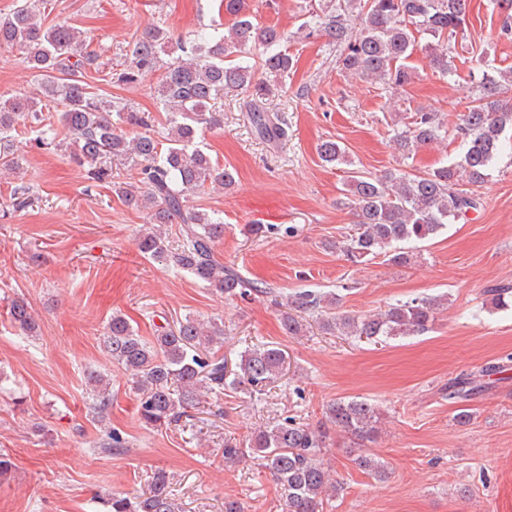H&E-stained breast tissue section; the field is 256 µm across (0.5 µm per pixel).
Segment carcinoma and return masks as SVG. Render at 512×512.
<instances>
[{
	"label": "carcinoma",
	"instance_id": "obj_1",
	"mask_svg": "<svg viewBox=\"0 0 512 512\" xmlns=\"http://www.w3.org/2000/svg\"><path fill=\"white\" fill-rule=\"evenodd\" d=\"M224 13L234 17L231 26L210 40L173 42L166 30L153 26L135 42L123 68L111 75L119 84H135L164 69L157 100L166 113L165 142L153 133L150 113L134 112L93 91L85 75L101 69L99 56L89 49L84 32L67 21L45 24L49 0H17L10 17L0 23V45L16 50L23 63L40 77L42 97H15L0 101V174L20 175V158L11 149V132L23 123L42 135L54 132L53 118L71 136L73 156L90 165L88 179L112 180V165L130 172L131 180L114 184L128 205L146 211L147 224L139 233V253L152 260H168L197 281L228 297L251 293L274 297L286 309L282 325L290 336L303 332L300 314L320 315L322 331L339 336L375 340L391 336H417L428 332L442 307L441 300L414 297L369 315H338L336 297L314 291L277 294L273 289L241 277L216 258L215 245L224 237V222L188 205L191 195L228 189L233 173L201 148L203 127L217 122L212 103L229 91L248 94V121L260 138L277 144L287 136L282 117L270 112L265 101L277 89V78L288 74L294 59L282 48L288 34L275 26H261L246 13L245 0H223ZM503 11L500 35L512 36V0H496ZM470 0H328L323 16L302 24L310 38L322 27L341 48L339 66L347 77L380 82L392 90L409 85L414 67L409 60L424 52L430 66L444 77L456 74L448 42L464 35ZM425 39L419 44V39ZM257 51L264 76L232 57ZM170 63L162 64V56ZM512 88V68L482 74L480 96L450 121L438 112L421 109L395 120L392 142L402 167L380 175L348 171L344 195L353 207L356 224L342 245L346 260L363 263L381 254L405 266L412 255L397 250L401 243L430 241L448 225L464 220L482 207L477 191L489 178L495 159L512 141V108L496 98ZM139 127L131 135L127 127ZM458 140L462 151L455 160L407 170L419 149L447 139ZM328 165L351 164L347 149L333 139L318 146ZM178 225L179 244L168 250L160 225ZM494 308L512 307V286L489 290ZM11 322L32 334L30 307L14 300ZM104 350L129 372L138 395L140 419L156 428L177 424L187 409L206 396L230 389L250 397L261 394L279 379L285 354L267 343L241 353L237 370L228 369L216 348L224 345V325L187 316L174 328L163 330L148 342L137 335L121 315L112 316ZM500 372L489 366L448 385V400L463 403L489 389L486 378ZM96 392L95 410L112 405L110 382L90 374ZM327 421L357 441H369L378 432L379 413L365 399H343L330 404ZM327 431L310 428L288 417L260 427L244 443L224 440V462L251 457L274 477L280 488L282 512H323L324 501L337 493L336 481L322 458ZM358 466L374 478L386 476V467L371 456L357 458ZM105 512H182L170 493V478L156 471L147 488L137 494L114 493L105 499Z\"/></svg>",
	"mask_w": 512,
	"mask_h": 512
}]
</instances>
